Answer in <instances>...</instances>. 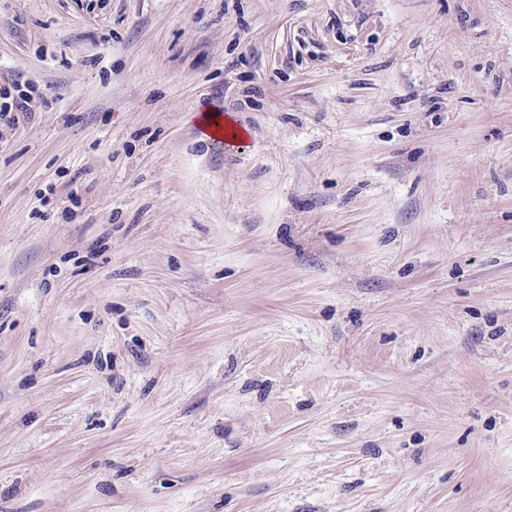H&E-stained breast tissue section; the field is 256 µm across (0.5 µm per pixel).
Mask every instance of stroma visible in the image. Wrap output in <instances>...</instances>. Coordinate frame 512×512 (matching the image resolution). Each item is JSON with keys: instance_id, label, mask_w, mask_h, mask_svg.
Segmentation results:
<instances>
[{"instance_id": "stroma-1", "label": "stroma", "mask_w": 512, "mask_h": 512, "mask_svg": "<svg viewBox=\"0 0 512 512\" xmlns=\"http://www.w3.org/2000/svg\"><path fill=\"white\" fill-rule=\"evenodd\" d=\"M20 98L0 512H512V0H0Z\"/></svg>"}]
</instances>
